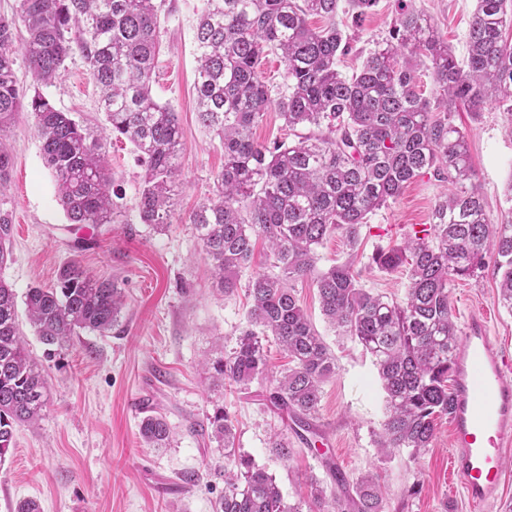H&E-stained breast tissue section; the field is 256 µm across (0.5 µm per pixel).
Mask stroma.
I'll use <instances>...</instances> for the list:
<instances>
[{"label": "stroma", "mask_w": 512, "mask_h": 512, "mask_svg": "<svg viewBox=\"0 0 512 512\" xmlns=\"http://www.w3.org/2000/svg\"><path fill=\"white\" fill-rule=\"evenodd\" d=\"M429 15L456 56H464L474 0H414ZM204 0H166L162 44L153 75L155 98L178 117L183 151L170 226L162 231L140 223L137 202L143 170L128 141L107 143L114 179L115 223L83 234L69 223L56 198L31 112H19L0 139L12 153L9 194L13 210L12 260L0 270L24 295L28 288L53 286L60 268L77 260L97 276L121 288L126 307L118 325L99 335L79 331L63 346L47 348L27 318L19 323L31 356L42 366L49 386L48 408L36 424L18 427L15 445L0 464V512H13L24 499L39 502L41 512H213L224 493V452L195 433L194 425L215 404L236 419L235 446L275 477L287 502L308 499L310 482L329 485L324 459L336 456L348 477L371 473L381 484L386 512H469L460 487L450 479V421L440 419L431 448L420 458L407 449L383 453L377 445L384 420V398L371 357L324 319L315 286L297 283V299L336 356V372L322 385L314 423L323 435L315 449L295 444L288 460L276 457L269 442L286 429L283 414L266 399L264 380L247 386H216L205 364L230 350L245 324L246 286L269 272L264 245L240 274L234 294L217 286L210 261L190 217L210 196L224 167V150L205 130L196 111L197 67L194 31ZM394 0H378L358 29L356 51L343 58V74L356 71L360 55L388 34ZM46 95L56 109L82 126L100 131L104 114L80 53ZM456 125L468 135L477 183L488 220L497 224L512 210L506 188L512 182V135L506 115L487 102L480 115L459 110ZM445 183L426 177L412 182L402 196L372 214L362 232L357 264L364 287L402 300L405 270L383 272L366 259L401 240L411 228L430 223ZM457 325L475 311L486 313L490 334L512 353V312L497 301V278L485 271L480 281L458 280L450 288ZM164 414L173 429L165 448L145 444L139 423L146 411ZM200 472L192 486L184 474Z\"/></svg>", "instance_id": "stroma-1"}]
</instances>
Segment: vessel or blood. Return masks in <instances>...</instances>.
<instances>
[{
    "label": "vessel or blood",
    "instance_id": "obj_1",
    "mask_svg": "<svg viewBox=\"0 0 512 512\" xmlns=\"http://www.w3.org/2000/svg\"><path fill=\"white\" fill-rule=\"evenodd\" d=\"M449 471L471 512H487L505 480L512 448V357L489 334L484 314L469 315L455 363Z\"/></svg>",
    "mask_w": 512,
    "mask_h": 512
}]
</instances>
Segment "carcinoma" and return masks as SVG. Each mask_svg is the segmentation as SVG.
<instances>
[{
    "mask_svg": "<svg viewBox=\"0 0 512 512\" xmlns=\"http://www.w3.org/2000/svg\"><path fill=\"white\" fill-rule=\"evenodd\" d=\"M377 2L348 0L353 22L361 23ZM396 2L389 35L348 77L337 68L338 58L353 50V38L336 23L340 0H206L194 32L198 120L219 137L224 168L213 196L190 221L226 295L238 288L257 239L272 256L271 271L247 284L251 305L235 346L208 366L213 382L247 385L264 375L265 341L273 337L290 366L274 378L269 400L287 413L295 436L311 444L308 435L318 436L312 420L321 387L336 360L295 295V284L310 279L327 322L374 359L385 392L379 447L418 455L431 447L437 418L453 411L458 329L449 288L483 276L491 259L500 276L498 301L512 312V217L488 220L467 134L453 123L460 108L478 113L494 100L505 106L512 126V42L504 38L512 29V0H476L461 61L424 11L410 0ZM162 6L159 0H16L11 17L0 16V136L19 112L34 114L45 163L72 224L116 221L110 137L130 142L143 163L141 223L170 224L182 142L176 113L152 94ZM314 18L324 24H312ZM20 26L29 68L42 86L54 84L79 50L99 90L103 132L92 134L38 90L27 96L15 70ZM276 51L287 84L276 106L294 140L268 145L255 141L252 129L270 103L259 65ZM422 58L431 62L432 99L416 82ZM11 164L0 144V268L12 256ZM424 175L451 185L434 206L432 224L368 258V266L382 271L407 269L404 298L389 300L365 288L355 267L362 229ZM336 232L351 258L321 270L318 249ZM25 305L40 340L61 345L79 330H112L125 298L115 284L72 260L53 287L29 288ZM47 387L22 339L15 290L0 279V463L16 427L42 418ZM234 421L217 404L196 429L224 450V495L213 512H384L375 477L353 481L331 462L327 472L337 491L328 496L314 481L308 508L285 502L275 478L235 448ZM139 434L165 448L172 429L154 412L142 418ZM270 448L285 461L292 453L281 433L271 437Z\"/></svg>",
    "mask_w": 512,
    "mask_h": 512,
    "instance_id": "carcinoma-1",
    "label": "carcinoma"
}]
</instances>
